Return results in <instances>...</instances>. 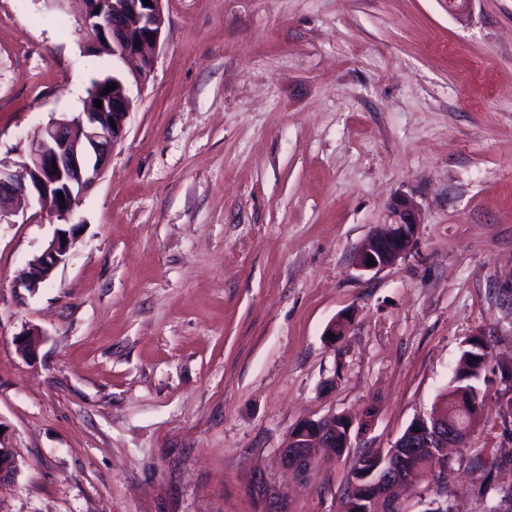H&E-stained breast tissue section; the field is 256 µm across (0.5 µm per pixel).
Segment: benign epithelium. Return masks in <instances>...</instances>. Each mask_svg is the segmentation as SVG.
Listing matches in <instances>:
<instances>
[{
	"mask_svg": "<svg viewBox=\"0 0 512 512\" xmlns=\"http://www.w3.org/2000/svg\"><path fill=\"white\" fill-rule=\"evenodd\" d=\"M81 2L80 27L97 50L136 60L135 78L146 80L154 69V50L163 34L164 0H151L149 6L143 0ZM112 82L117 85L112 92L104 94L100 86L92 92L93 98L102 101L101 108L89 105L74 115L53 118L38 129L18 158L0 157V202L31 199L58 225L44 249L29 261L16 281L17 288L35 291L66 261L80 228L71 222L73 210L101 178L109 156L126 136L132 100L122 78L114 75ZM421 223L422 216L413 203L404 198L394 200L389 208V224L363 241L355 256L356 266L363 271H379L396 263L414 246ZM370 258L375 265H368ZM374 420L366 413L355 419L331 414L297 423L278 449L281 468L299 481L309 480L317 456L336 455V426L345 430V454L353 447V440L371 430ZM459 429L460 425L444 417L415 418L393 445L385 466L366 471L361 482H351L348 496L354 499L355 512H402L395 491L410 483L414 466L405 454L416 448L435 449L432 484L436 494L448 497L441 478L448 470V449L464 445ZM19 470L17 450L0 432V483L14 480ZM250 488L260 499L263 512H288V498L276 490L271 476H254Z\"/></svg>",
	"mask_w": 512,
	"mask_h": 512,
	"instance_id": "obj_1",
	"label": "benign epithelium"
}]
</instances>
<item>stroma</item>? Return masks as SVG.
<instances>
[{
  "mask_svg": "<svg viewBox=\"0 0 512 512\" xmlns=\"http://www.w3.org/2000/svg\"><path fill=\"white\" fill-rule=\"evenodd\" d=\"M146 81L91 52L54 0H0V156L82 111L114 73L127 135L35 293L14 281L56 228L0 224V423L22 466L0 512H261L249 492L306 418L374 407L355 448L429 413L464 341L512 359V0H164ZM405 196L423 222L378 272L361 241ZM344 336L329 339L340 316ZM36 332L33 353L16 339ZM512 448L495 392L448 500L495 499L470 458ZM351 457L281 477L336 512Z\"/></svg>",
  "mask_w": 512,
  "mask_h": 512,
  "instance_id": "35a3bbf8",
  "label": "stroma"
}]
</instances>
